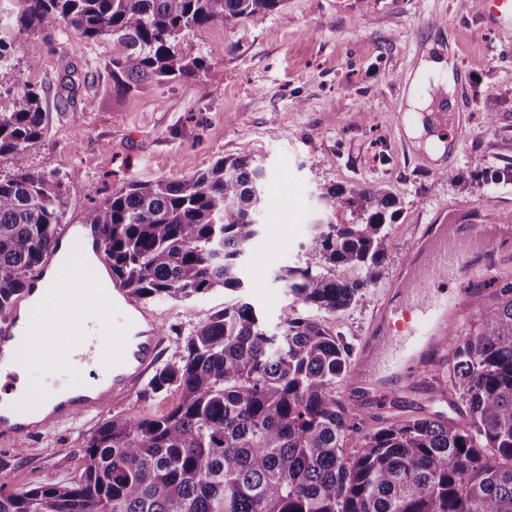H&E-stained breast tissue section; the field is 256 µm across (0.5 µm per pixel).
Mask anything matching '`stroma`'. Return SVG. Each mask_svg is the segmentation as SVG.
I'll list each match as a JSON object with an SVG mask.
<instances>
[{
	"label": "stroma",
	"instance_id": "stroma-1",
	"mask_svg": "<svg viewBox=\"0 0 512 512\" xmlns=\"http://www.w3.org/2000/svg\"><path fill=\"white\" fill-rule=\"evenodd\" d=\"M204 67L194 77L149 83L124 97L110 89L108 64L122 47L86 39L52 17L17 35L13 68L0 84L41 87L45 132L28 153L35 171L78 174L64 224L132 181L190 178L224 157L250 156L264 170L261 233L242 259L243 288L150 301L177 342L228 301L247 302L268 325L293 298L277 275L310 257L321 194L331 186L384 182L400 202L394 248L378 283L324 323L360 348L422 224L503 228L499 268L512 271V31L488 29L461 0H282L278 10L232 26L217 22L180 40ZM444 62L453 81L446 112L426 113L424 134L407 121L409 91L426 61ZM34 400L80 373L58 358L28 362ZM171 391L144 390L101 414L51 426L32 452L0 448V486L64 484L84 469L83 444L109 416L162 413ZM392 415L462 420L463 409L401 393Z\"/></svg>",
	"mask_w": 512,
	"mask_h": 512
}]
</instances>
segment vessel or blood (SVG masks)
Returning a JSON list of instances; mask_svg holds the SVG:
<instances>
[{"label":"vessel or blood","mask_w":512,"mask_h":512,"mask_svg":"<svg viewBox=\"0 0 512 512\" xmlns=\"http://www.w3.org/2000/svg\"><path fill=\"white\" fill-rule=\"evenodd\" d=\"M483 20L492 26H512V0H479ZM417 261L409 271L396 277L394 290L363 341V351L369 352L367 362L360 364L354 375L362 382L371 372H385L390 389L375 397L377 411L387 410L393 396V386L425 373L443 371L448 347L449 324L458 322L469 309L482 305L485 289L475 283L455 294L432 295L428 289L441 276L474 254L485 260L496 257L495 240L485 226L472 225L465 230L445 227L443 232L425 225L414 246ZM80 291L84 296L81 307L75 308L74 321H81L85 311L98 302L102 280L100 275L81 276ZM408 312L414 320L408 325L403 339L393 336V318ZM16 317L25 316L33 334H46L49 351L58 352L63 364L78 360L86 366L90 378L96 379L95 389L73 388L70 397L53 403L46 415L25 409L15 403H0V443L18 446L26 443L51 424H64L80 414L98 413L105 405H117L132 395L148 372L155 366L165 343L156 313L133 298L120 283L112 285V341L92 346L87 352L70 357L62 349L65 326L46 329L34 316L24 315L15 307ZM18 355L17 325L0 326V362Z\"/></svg>","instance_id":"vessel-or-blood-1"}]
</instances>
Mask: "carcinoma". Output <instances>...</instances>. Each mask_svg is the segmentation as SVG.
I'll return each mask as SVG.
<instances>
[{"label": "carcinoma", "instance_id": "cac0c4a2", "mask_svg": "<svg viewBox=\"0 0 512 512\" xmlns=\"http://www.w3.org/2000/svg\"><path fill=\"white\" fill-rule=\"evenodd\" d=\"M281 0H4L0 59L13 36L55 17L123 52L109 63L125 95L191 77L203 60L178 48L186 31L234 26ZM38 89L0 90V324L58 234L67 182L30 169L44 134ZM263 168L225 157L189 179L135 181L88 209L100 253L138 300L189 298L242 287L241 260L259 235ZM312 258L287 266L293 307L270 328L234 302L194 327L177 360L149 382L179 400L160 415L110 417L85 442L79 478L21 491L0 488V512H512V276L504 274L483 326L448 329L446 393L469 423L417 417L370 429L336 401L349 379L350 343L317 312L339 313L378 282L400 210L382 182L321 194ZM357 272L339 280L336 269ZM355 452L348 453L346 449Z\"/></svg>", "mask_w": 512, "mask_h": 512}]
</instances>
